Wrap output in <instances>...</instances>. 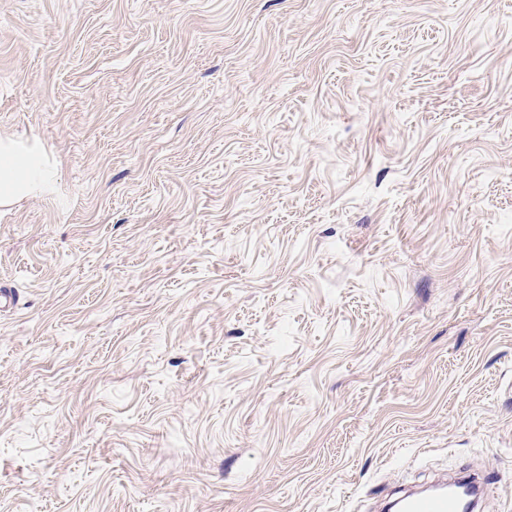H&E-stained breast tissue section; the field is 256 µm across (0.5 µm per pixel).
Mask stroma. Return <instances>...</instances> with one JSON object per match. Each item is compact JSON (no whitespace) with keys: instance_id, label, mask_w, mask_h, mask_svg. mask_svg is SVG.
I'll return each mask as SVG.
<instances>
[{"instance_id":"35a3bbf8","label":"stroma","mask_w":512,"mask_h":512,"mask_svg":"<svg viewBox=\"0 0 512 512\" xmlns=\"http://www.w3.org/2000/svg\"><path fill=\"white\" fill-rule=\"evenodd\" d=\"M0 512H512V0H0ZM51 169L39 151L20 142L0 139V205L48 194ZM401 512H460L457 499L447 490L408 495L398 503Z\"/></svg>"}]
</instances>
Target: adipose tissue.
<instances>
[{
    "mask_svg": "<svg viewBox=\"0 0 512 512\" xmlns=\"http://www.w3.org/2000/svg\"><path fill=\"white\" fill-rule=\"evenodd\" d=\"M53 185L51 170L39 151L0 139V205L48 194Z\"/></svg>",
    "mask_w": 512,
    "mask_h": 512,
    "instance_id": "1",
    "label": "adipose tissue"
}]
</instances>
